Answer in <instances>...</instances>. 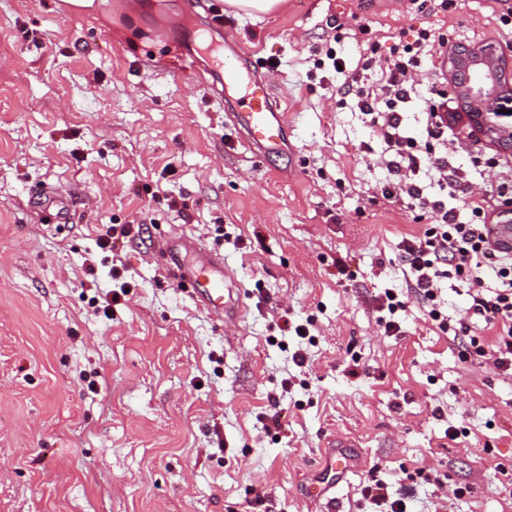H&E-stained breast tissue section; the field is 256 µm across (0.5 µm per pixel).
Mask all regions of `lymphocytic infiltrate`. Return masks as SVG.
Here are the masks:
<instances>
[{
  "label": "lymphocytic infiltrate",
  "mask_w": 512,
  "mask_h": 512,
  "mask_svg": "<svg viewBox=\"0 0 512 512\" xmlns=\"http://www.w3.org/2000/svg\"><path fill=\"white\" fill-rule=\"evenodd\" d=\"M447 35L423 28L412 39L389 49L369 42L355 69L336 87L339 100L353 99L364 123L380 143L390 174L381 195L402 202L430 221L423 234L402 238L399 243L403 279L408 291L419 296L438 329L446 334L469 337L480 357H490L496 368L512 372V254L496 242L490 226L496 221L498 200L485 194L467 193V223H458L456 212L441 199V191L460 187L464 174L448 161V147L457 136L448 120V91L441 88L421 95L418 75L422 61L434 46H447ZM379 80H372L373 72ZM417 103L426 116L427 139L418 142L410 134L406 109ZM433 175L438 193L416 178L420 168ZM456 280L467 284L469 309L474 323L451 324L443 313L441 288ZM492 334L490 343L474 335L475 325Z\"/></svg>",
  "instance_id": "1"
}]
</instances>
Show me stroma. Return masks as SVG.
I'll return each instance as SVG.
<instances>
[{
    "instance_id": "1",
    "label": "stroma",
    "mask_w": 512,
    "mask_h": 512,
    "mask_svg": "<svg viewBox=\"0 0 512 512\" xmlns=\"http://www.w3.org/2000/svg\"><path fill=\"white\" fill-rule=\"evenodd\" d=\"M503 9L225 7L230 28L214 39L279 64L266 80L288 146L267 155L174 77L208 25L191 0L69 13L0 0V512H372L361 491L373 477L407 512H512V377L464 358L420 299L384 334L398 244L428 222L381 197L390 175L336 100L343 75L314 67L331 46L354 68L362 44L418 28L512 63ZM454 127L450 160L466 175L478 152L512 166ZM47 192L69 197L68 223L41 219ZM106 224L138 230L87 275ZM172 235L223 256L237 314L218 319L176 286L155 257ZM116 269L132 287L107 316L90 299ZM285 314L309 339L280 333ZM452 425L466 435L450 439ZM339 441L352 446L340 478L325 458Z\"/></svg>"
}]
</instances>
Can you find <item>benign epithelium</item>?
<instances>
[{
	"label": "benign epithelium",
	"mask_w": 512,
	"mask_h": 512,
	"mask_svg": "<svg viewBox=\"0 0 512 512\" xmlns=\"http://www.w3.org/2000/svg\"><path fill=\"white\" fill-rule=\"evenodd\" d=\"M503 56L486 45L481 49H462L448 54V79L457 86L458 101L466 109L470 124L495 147L512 148V126L497 121L502 97L499 74Z\"/></svg>",
	"instance_id": "benign-epithelium-1"
}]
</instances>
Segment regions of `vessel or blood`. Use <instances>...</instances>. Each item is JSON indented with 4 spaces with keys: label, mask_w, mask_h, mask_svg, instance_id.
Segmentation results:
<instances>
[{
    "label": "vessel or blood",
    "mask_w": 512,
    "mask_h": 512,
    "mask_svg": "<svg viewBox=\"0 0 512 512\" xmlns=\"http://www.w3.org/2000/svg\"><path fill=\"white\" fill-rule=\"evenodd\" d=\"M220 66L222 85L238 96L239 110L233 118L246 142L268 154L282 150L288 133L286 118L274 103L269 86L250 75L247 61L235 48L225 51ZM160 251L178 287L211 312L236 313L232 295L224 291V260L219 254L200 251L198 244L184 235L165 238Z\"/></svg>",
    "instance_id": "obj_1"
}]
</instances>
